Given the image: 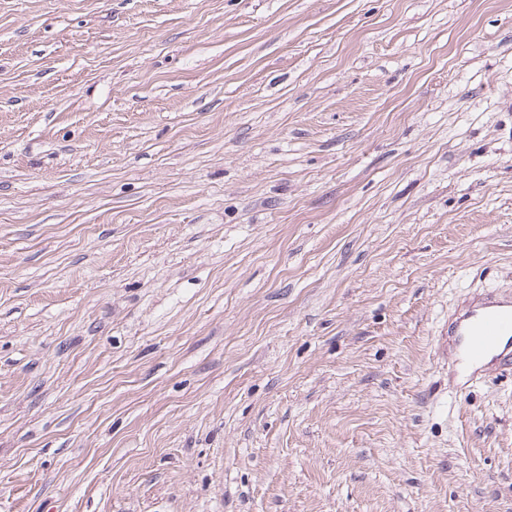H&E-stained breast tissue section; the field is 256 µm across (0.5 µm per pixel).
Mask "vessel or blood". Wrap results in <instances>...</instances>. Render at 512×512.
I'll return each instance as SVG.
<instances>
[{
    "label": "vessel or blood",
    "mask_w": 512,
    "mask_h": 512,
    "mask_svg": "<svg viewBox=\"0 0 512 512\" xmlns=\"http://www.w3.org/2000/svg\"><path fill=\"white\" fill-rule=\"evenodd\" d=\"M450 333L461 339L463 363L512 367V301L486 295L455 318Z\"/></svg>",
    "instance_id": "b4317fda"
}]
</instances>
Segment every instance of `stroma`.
Masks as SVG:
<instances>
[{"label":"stroma","mask_w":512,"mask_h":512,"mask_svg":"<svg viewBox=\"0 0 512 512\" xmlns=\"http://www.w3.org/2000/svg\"><path fill=\"white\" fill-rule=\"evenodd\" d=\"M512 0H0V512H512ZM449 331L450 336L461 337V362L512 367V301L486 295L459 314ZM505 339L508 345L501 349Z\"/></svg>","instance_id":"obj_1"}]
</instances>
